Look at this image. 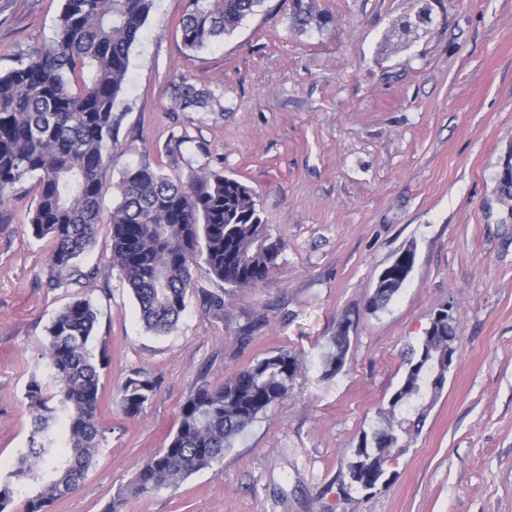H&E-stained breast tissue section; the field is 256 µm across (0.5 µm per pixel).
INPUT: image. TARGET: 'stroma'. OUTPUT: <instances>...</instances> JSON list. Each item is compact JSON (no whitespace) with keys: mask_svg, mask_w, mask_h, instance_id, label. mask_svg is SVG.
I'll return each mask as SVG.
<instances>
[{"mask_svg":"<svg viewBox=\"0 0 512 512\" xmlns=\"http://www.w3.org/2000/svg\"><path fill=\"white\" fill-rule=\"evenodd\" d=\"M63 0H0V72L49 42ZM186 0H155L130 55V85L101 180V224L81 258L106 268L126 169L164 161L173 178L222 170L257 194L286 248L268 280L199 289L169 334L147 332L119 271L86 288L110 357L100 373L105 441L54 512H106L165 447L180 407L285 349L302 368L287 401L224 457L177 487L128 497L123 512H512V209L497 194L512 148V0H264L230 35L184 49ZM214 91L180 111L179 76ZM25 182L0 208V477L27 453L25 392L44 368L45 328L77 288L50 289L49 239L34 238ZM416 263L386 308L366 305L398 252ZM223 295L209 310L203 292ZM455 309L458 362L422 430L373 492L341 475L399 385L433 309ZM349 359L322 378L341 315ZM143 371L159 386L127 417L117 394Z\"/></svg>","mask_w":512,"mask_h":512,"instance_id":"obj_1","label":"stroma"}]
</instances>
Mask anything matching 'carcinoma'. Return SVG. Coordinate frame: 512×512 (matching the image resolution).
<instances>
[{
    "instance_id": "cac0c4a2",
    "label": "carcinoma",
    "mask_w": 512,
    "mask_h": 512,
    "mask_svg": "<svg viewBox=\"0 0 512 512\" xmlns=\"http://www.w3.org/2000/svg\"><path fill=\"white\" fill-rule=\"evenodd\" d=\"M264 0H187L180 20L182 42L197 51L233 32ZM154 0H64L50 43L22 50L0 74V206L32 179L38 192L29 217L34 237L53 244L50 286L68 288L100 273L78 261L101 224V176L118 125L114 109L129 81V58L143 37ZM183 110L207 111L214 93L187 76L173 85ZM112 209L109 269L130 288L146 330L162 335L178 323L186 300L204 274L234 290L256 288L278 266L281 239L263 223L254 191L221 171L199 181L173 179L162 165L123 173ZM394 264L401 279L379 282L368 302L376 311L403 287L415 261ZM101 311L85 295L58 310L46 327L47 371L29 381L25 399L34 429L29 451L9 480L0 482V512H9L15 489L37 485L21 512H53L64 491L85 478L104 432L98 418L99 378L109 364L105 349L93 354ZM348 316L320 360L332 378L348 361ZM457 341L446 319L424 329L398 387L377 425L363 436L346 465L343 485L362 490L389 480L391 463L409 448L410 430L433 407L447 378L448 342ZM300 359L280 350L258 359L217 386L198 387L182 404L168 444L141 465L128 492L141 496L177 486L224 457V451L272 407L288 398ZM157 380L135 371L118 393L123 413L136 417L154 396Z\"/></svg>"
}]
</instances>
